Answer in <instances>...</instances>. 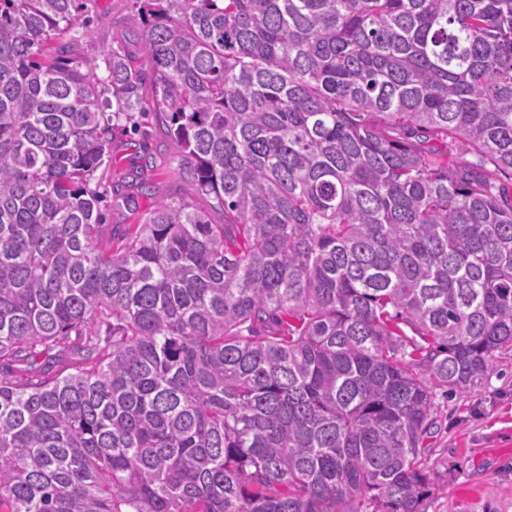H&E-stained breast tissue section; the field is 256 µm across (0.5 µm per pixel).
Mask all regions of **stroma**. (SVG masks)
<instances>
[{"mask_svg": "<svg viewBox=\"0 0 512 512\" xmlns=\"http://www.w3.org/2000/svg\"><path fill=\"white\" fill-rule=\"evenodd\" d=\"M82 2L90 19L77 31L82 55L98 57L120 47L135 52L136 65L147 66L138 52L143 33L127 23L130 0ZM97 175L108 224L105 242L115 249L159 201L191 198L200 208L208 206L180 174L172 144L150 112L136 114L126 132L116 134L112 160ZM139 176L149 191H137ZM127 195L137 201L136 212L115 206L116 198ZM435 406L438 429L426 441L432 485L420 512H512V348L497 353L490 375L472 390L437 391Z\"/></svg>", "mask_w": 512, "mask_h": 512, "instance_id": "obj_1", "label": "stroma"}]
</instances>
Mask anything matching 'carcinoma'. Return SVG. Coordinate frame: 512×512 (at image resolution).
Listing matches in <instances>:
<instances>
[{
    "mask_svg": "<svg viewBox=\"0 0 512 512\" xmlns=\"http://www.w3.org/2000/svg\"><path fill=\"white\" fill-rule=\"evenodd\" d=\"M151 73L0 0V512H419L434 389L512 348V0H132ZM149 109L198 195L122 250ZM463 155L443 163L429 141ZM175 155L153 112H136L134 123H128L126 132L117 133L112 140V161L96 173L104 193L101 209L106 216L105 224H110L104 242L112 251L123 244L124 236L139 224L142 214L161 200L192 198L198 207L208 208L207 200L195 194L190 178L179 173ZM138 175L147 179L150 186L145 194L134 186ZM127 195L138 202L134 214L114 206L115 198Z\"/></svg>",
    "mask_w": 512,
    "mask_h": 512,
    "instance_id": "1",
    "label": "carcinoma"
}]
</instances>
